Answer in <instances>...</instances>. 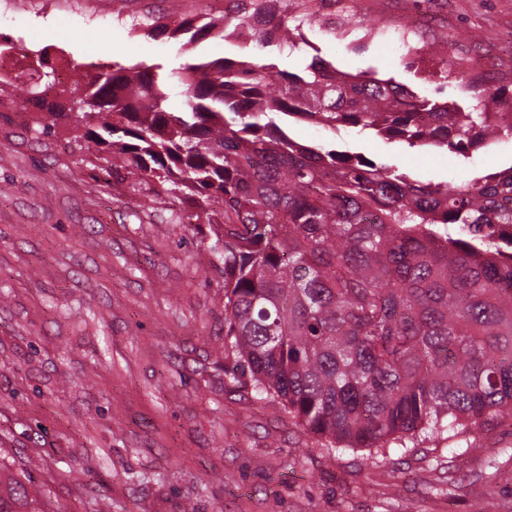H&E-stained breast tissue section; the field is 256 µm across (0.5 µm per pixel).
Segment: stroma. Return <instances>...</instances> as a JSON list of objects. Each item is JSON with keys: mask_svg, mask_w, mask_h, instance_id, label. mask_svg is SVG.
I'll return each mask as SVG.
<instances>
[{"mask_svg": "<svg viewBox=\"0 0 512 512\" xmlns=\"http://www.w3.org/2000/svg\"><path fill=\"white\" fill-rule=\"evenodd\" d=\"M319 27L293 51L248 45L295 71L318 55L375 71L426 96L461 101L426 43L444 41L456 69L512 92V0H311ZM224 0H0V37L47 50L52 97L86 72L139 61L173 68L229 57L236 46L147 36L143 22L220 16ZM405 24V33L392 23ZM27 69L0 85V465L30 470L50 512H512V425L482 431V452L455 470L444 448L388 462L336 454L280 411L231 383L224 277L209 225L174 222L157 204L118 197L64 118L35 132ZM302 144L385 159L432 183L512 166V139L462 158L332 133L293 121Z\"/></svg>", "mask_w": 512, "mask_h": 512, "instance_id": "35a3bbf8", "label": "stroma"}]
</instances>
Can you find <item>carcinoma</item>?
<instances>
[{"instance_id": "1", "label": "carcinoma", "mask_w": 512, "mask_h": 512, "mask_svg": "<svg viewBox=\"0 0 512 512\" xmlns=\"http://www.w3.org/2000/svg\"><path fill=\"white\" fill-rule=\"evenodd\" d=\"M317 24L298 0H235L233 13L159 17L150 36H209L294 47ZM183 108H169L173 84ZM473 104L420 95L393 79L336 69L296 72L251 56L112 65L69 105L36 93L47 119H96L76 141L112 150V185L210 224L224 275L228 372H249L256 400L300 421L331 452L381 456L512 419V166L460 183L415 180L361 153L295 142L290 118L372 130L389 143L469 157L512 138V95L462 75ZM221 203L218 211L212 208ZM29 479L0 475V512H46Z\"/></svg>"}]
</instances>
